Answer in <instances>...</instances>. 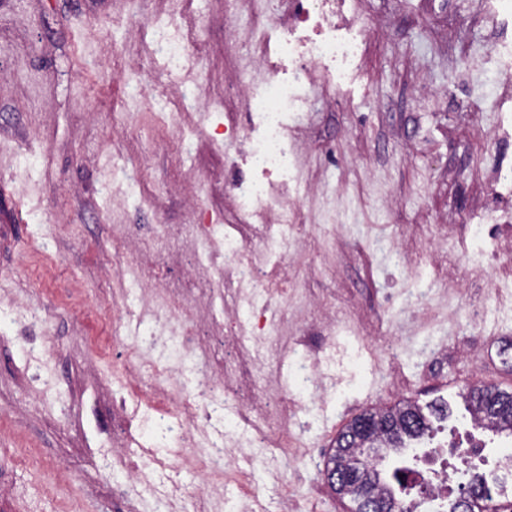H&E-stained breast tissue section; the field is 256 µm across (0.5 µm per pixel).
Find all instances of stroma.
<instances>
[{
    "label": "stroma",
    "instance_id": "stroma-1",
    "mask_svg": "<svg viewBox=\"0 0 512 512\" xmlns=\"http://www.w3.org/2000/svg\"><path fill=\"white\" fill-rule=\"evenodd\" d=\"M478 2L349 0L361 42L350 75L316 87L312 111L289 121L297 176L311 191L304 241L258 262L268 271L287 258L315 306L272 297L277 333L285 347L318 335L319 309L331 305L348 326L325 350L333 393L311 412L307 446L276 478L258 461L234 466L265 512H349L324 478L331 445L362 411L406 398L445 399L450 414L433 428L449 440L512 447V437L472 427L461 397L472 385L512 391L501 361L512 346V254L499 249L512 234V197H494L488 180L498 142L512 140L508 82L491 47L512 29L477 22ZM285 7L241 0L232 17L224 0H0V276L44 319L0 318V512H66L61 469L81 490V512H150L149 491L113 492L120 352L92 344L123 295L112 227L148 235L158 224H221L255 240L232 193L252 170L225 140L256 131L258 119L228 81L256 57L262 32L278 34ZM156 24L199 29L184 66L218 109L131 97L136 84L180 85L152 57ZM107 180L121 209L104 194ZM50 224L59 262L43 276L23 258ZM485 304L493 330L467 326ZM45 346L52 354L32 375L31 353ZM25 451L47 469L17 470Z\"/></svg>",
    "mask_w": 512,
    "mask_h": 512
}]
</instances>
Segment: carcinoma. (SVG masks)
I'll list each match as a JSON object with an SVG mask.
<instances>
[{
	"label": "carcinoma",
	"mask_w": 512,
	"mask_h": 512,
	"mask_svg": "<svg viewBox=\"0 0 512 512\" xmlns=\"http://www.w3.org/2000/svg\"><path fill=\"white\" fill-rule=\"evenodd\" d=\"M468 409L483 424L499 432L512 435V393L499 388L472 386L461 393ZM448 417V405L430 406L429 413L411 400L391 408L364 412L352 419L338 434L332 446L329 461L332 470L327 483L341 499L352 504L351 512H369V505L376 504L385 512H405L403 501L381 476L379 462L364 459L366 447L402 448L405 440H418L432 432L430 417ZM362 461L370 468L372 483L370 496L361 494L362 476L354 474L353 464ZM470 493L480 508L489 500L488 489L480 478L458 486V494Z\"/></svg>",
	"instance_id": "carcinoma-1"
}]
</instances>
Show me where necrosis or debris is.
Segmentation results:
<instances>
[{
	"instance_id": "obj_1",
	"label": "necrosis or debris",
	"mask_w": 512,
	"mask_h": 512,
	"mask_svg": "<svg viewBox=\"0 0 512 512\" xmlns=\"http://www.w3.org/2000/svg\"><path fill=\"white\" fill-rule=\"evenodd\" d=\"M346 0H292L285 33L267 42L268 55L289 62L287 76L271 75L264 92H257L251 69H242L236 80L246 91L255 111L263 118V134L251 146L259 179L238 182L234 191L243 209L256 206L269 222L260 246L226 233L223 225H158L149 238L132 237L126 225H113L114 239L126 245L125 262L132 275L134 295L124 302V315L112 323V342L122 349L128 407L148 405L163 428L169 454L151 451L133 456L114 448L113 458L133 482L154 484L168 469L191 466L204 477L196 496H176L164 491L154 502V512H221L224 504V473L239 456H270L288 452L289 439H301L308 429L309 407L322 403L331 387L320 360L312 352L290 346L287 352L264 350L249 373L236 362L218 357L210 344L219 337L235 349L256 344L247 334L246 321L257 319L263 329L275 331L258 307L262 296L288 290V264L280 262L268 278L257 279L255 249L277 252L284 229L294 222L299 201L278 196L274 177L287 173L292 155L284 139L288 113L303 112L309 100L304 89L314 88L323 76L343 77L356 56V42L345 31L357 26L345 11ZM223 256L224 269H232L239 286L248 287L237 307L216 317L215 293L224 282V269L213 258ZM187 267L186 278L157 277L161 268ZM178 342L196 360L198 390L180 383V368L162 355L170 342ZM289 355L297 375L294 387L283 391L273 383V367L281 355ZM232 405L240 425L225 426V405ZM417 505L413 512H448V489L457 473L448 461L447 444L438 442L421 455L416 467Z\"/></svg>"
}]
</instances>
